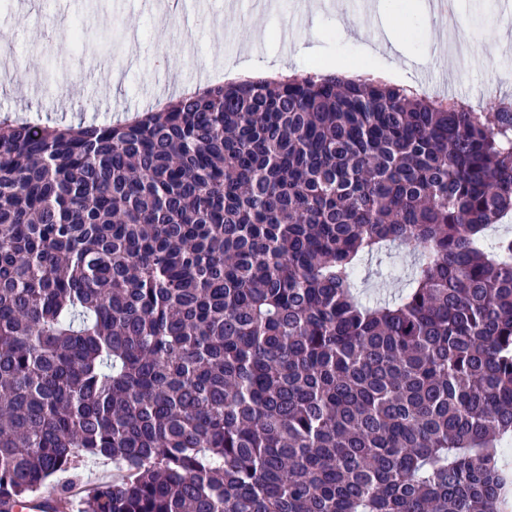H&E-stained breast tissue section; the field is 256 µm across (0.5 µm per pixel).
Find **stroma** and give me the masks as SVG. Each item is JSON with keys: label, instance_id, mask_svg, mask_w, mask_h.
Returning <instances> with one entry per match:
<instances>
[{"label": "stroma", "instance_id": "obj_1", "mask_svg": "<svg viewBox=\"0 0 512 512\" xmlns=\"http://www.w3.org/2000/svg\"><path fill=\"white\" fill-rule=\"evenodd\" d=\"M417 2L415 19L400 4L387 11L374 0L369 10L357 11L321 0L318 11L299 20L291 4L245 16L225 10L224 0H211L208 12L165 19L130 0H9L0 9V38L24 55L28 74L42 75L43 82L34 96L26 76L0 81V113L60 126L120 123L154 109L156 98L141 95L145 83L168 80L174 98L183 89L221 80L227 67L245 61L264 67L274 54L301 73L332 63L381 69L391 83L420 87L433 76L447 82L450 96L480 111L512 99V0H457L454 29L468 49L461 67L447 54L433 53L442 31L427 15V0ZM288 24L297 32L286 51L280 33ZM377 30L388 49L374 44ZM133 49L142 57L139 67L126 71L120 94H110L113 68ZM159 57L165 61L161 71L155 67ZM490 78L496 86L489 92ZM90 81L105 90L93 109L84 105ZM61 92L71 100L65 110L52 106ZM410 265L409 257L395 253L364 261L358 273L364 300L374 303L400 291ZM111 477L110 460L81 459L54 476L46 490L66 491L77 501Z\"/></svg>", "mask_w": 512, "mask_h": 512}]
</instances>
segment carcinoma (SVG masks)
I'll return each instance as SVG.
<instances>
[{
	"label": "carcinoma",
	"instance_id": "cac0c4a2",
	"mask_svg": "<svg viewBox=\"0 0 512 512\" xmlns=\"http://www.w3.org/2000/svg\"><path fill=\"white\" fill-rule=\"evenodd\" d=\"M512 105L316 71L0 120V512H506ZM405 287L369 304L362 262ZM411 258L392 252L379 259L365 260L358 273L359 290L366 302L376 303L404 288ZM399 271V275L394 273ZM112 479V461L107 459H78L76 466L66 473L54 476L47 487V493L64 490L72 502V511L77 512V501L83 499L99 483Z\"/></svg>",
	"mask_w": 512,
	"mask_h": 512
}]
</instances>
